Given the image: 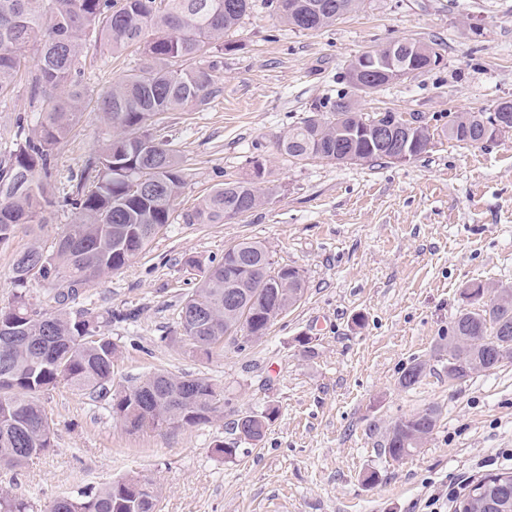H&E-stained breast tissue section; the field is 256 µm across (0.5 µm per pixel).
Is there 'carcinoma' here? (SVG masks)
Returning <instances> with one entry per match:
<instances>
[{
  "label": "carcinoma",
  "instance_id": "1",
  "mask_svg": "<svg viewBox=\"0 0 512 512\" xmlns=\"http://www.w3.org/2000/svg\"><path fill=\"white\" fill-rule=\"evenodd\" d=\"M319 11L303 18L288 14V0H268L273 14L297 30L332 25L359 10L363 0H316ZM250 8L249 0H0V98L13 90L31 43L41 47L37 71L29 82L32 102L41 109L17 124L8 151L0 154V244L9 243L19 224H50L54 212L69 209L75 219L50 246L34 241L15 255L12 279L19 287L13 301L0 307V466L22 468L54 446V424L41 398L63 384L92 401L106 400L124 429L136 432L161 427H194L224 414V395L207 379L152 372L120 389L112 388L118 345L112 322L136 318L130 310H72L80 291L137 259L175 220L176 201L186 184L180 151L157 134L155 117L189 112L220 93L224 53L237 49L225 40ZM104 43L118 52L141 49V63L112 83L98 109L115 134L97 145L83 165L57 186V154L79 120L85 98L81 57ZM491 114L469 112L448 124V139L478 144L493 138ZM368 117L352 97L341 96L328 112H314L279 142L281 154L294 162L355 147L368 162L385 159L378 147L352 141L340 130ZM270 189L260 182H222L194 206L179 214L185 224H223L226 214L243 216L269 203ZM243 265L267 263L269 248L245 239L233 246ZM194 288L182 307L200 309L209 325L179 317L174 342L199 337L192 353L208 359L224 353L225 327L244 314L254 315L253 329L266 336L269 313L301 302L307 290L304 272L283 266L280 279H265L240 270L237 287L247 300L265 301L235 310L224 298V259L182 258ZM47 284L57 307L36 308L26 299L30 281ZM482 283L463 289L472 308L460 312L448 329V380L461 381L476 366L488 370L512 358V287L484 299ZM420 362L399 376L403 388L416 385ZM276 409L267 415L246 412L234 426L252 431L261 443ZM437 412L427 409L397 421L384 452L394 460L412 455V440L427 438ZM160 492L147 479L129 478L98 489L79 490L57 499L50 512H157ZM0 512H33L29 501L0 493ZM458 512H512V472L488 475L460 501Z\"/></svg>",
  "mask_w": 512,
  "mask_h": 512
}]
</instances>
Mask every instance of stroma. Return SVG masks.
<instances>
[{"instance_id":"stroma-1","label":"stroma","mask_w":512,"mask_h":512,"mask_svg":"<svg viewBox=\"0 0 512 512\" xmlns=\"http://www.w3.org/2000/svg\"><path fill=\"white\" fill-rule=\"evenodd\" d=\"M233 40L221 94L204 109L165 114L157 130L179 149L186 173L177 212L214 184L249 178L253 158L274 190L269 204L223 224H171L74 303L137 314L110 329L121 350L114 387L157 369L202 377L223 393V417L129 433L104 403L61 385L42 398L53 448L20 470L0 469V490L38 512L77 488L131 477L160 488L159 512H423L433 494L440 512H455L450 482L467 490L512 471V460L497 456L512 448V360L448 380V328L467 307L462 289L512 286V136L466 145L444 131L458 113L512 100V0H364L315 31L283 26L267 0H253ZM400 40L432 46L439 66L360 98L359 107L426 124V152L403 165L294 164L280 154L289 130L349 92L351 59ZM39 55L38 45L26 48L23 75L11 99L0 100V151L32 111L28 83ZM139 58L133 46L85 54L86 102L58 151L60 174L109 135L96 100ZM72 219L59 211L52 223L20 225L0 247V305L14 292L15 255L33 238L51 243ZM245 239L303 270L306 293L262 339L225 342L209 360L193 356L171 341L194 286L180 260L218 258ZM412 362L425 373L405 389L398 378ZM270 405L278 414L264 441H239L237 415ZM429 408L438 420L422 448L401 460L385 454L395 422ZM219 444L237 445L236 457L217 455Z\"/></svg>"}]
</instances>
